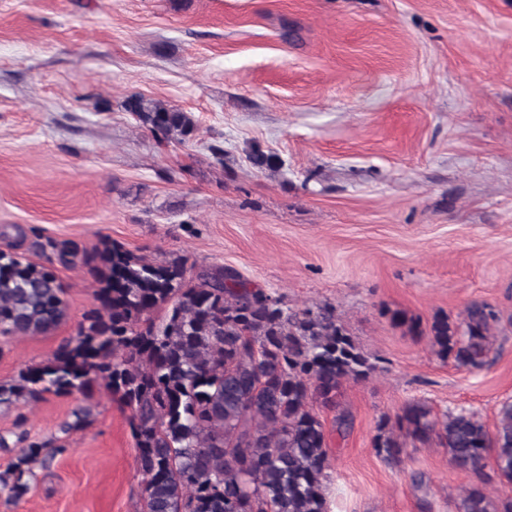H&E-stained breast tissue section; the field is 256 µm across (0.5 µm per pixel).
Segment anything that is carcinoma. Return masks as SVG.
<instances>
[{"instance_id": "cac0c4a2", "label": "carcinoma", "mask_w": 512, "mask_h": 512, "mask_svg": "<svg viewBox=\"0 0 512 512\" xmlns=\"http://www.w3.org/2000/svg\"><path fill=\"white\" fill-rule=\"evenodd\" d=\"M125 109L156 136L179 143L192 116L162 102L131 97ZM39 261L0 250V338L51 332L66 320L67 288L57 266L81 267L98 284L76 336L43 364L0 385V405L48 395H86L102 386L130 409L142 475L140 512H327L324 480L331 464L314 404L335 406L346 380L375 370L336 309L293 310L249 288L224 266L194 271L182 257L148 260L109 238L87 249L35 235ZM496 312L473 303L460 322L436 318L429 329L443 358L479 368ZM92 422L80 406L48 442L23 429L0 434L18 448L0 472V494L18 501L36 478L71 451L69 437ZM437 441L450 461L485 481V460L512 485V402L501 405L495 432L476 413L433 417L424 402L380 418L374 447L397 461L405 442ZM461 512H512V496L465 490Z\"/></svg>"}]
</instances>
